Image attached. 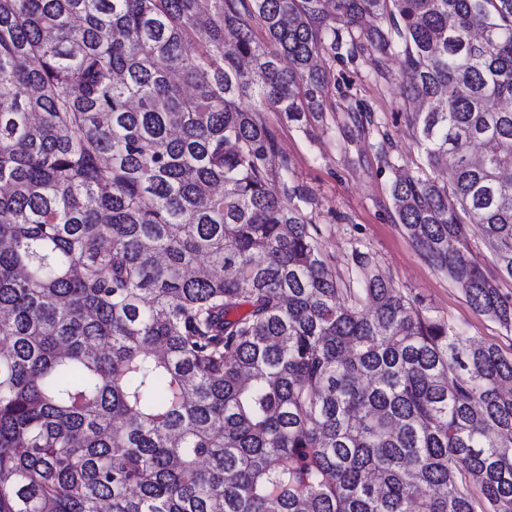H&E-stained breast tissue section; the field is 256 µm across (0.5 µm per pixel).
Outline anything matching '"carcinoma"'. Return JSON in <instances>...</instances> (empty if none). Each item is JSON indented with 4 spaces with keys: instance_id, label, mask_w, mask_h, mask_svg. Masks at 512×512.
Masks as SVG:
<instances>
[{
    "instance_id": "cac0c4a2",
    "label": "carcinoma",
    "mask_w": 512,
    "mask_h": 512,
    "mask_svg": "<svg viewBox=\"0 0 512 512\" xmlns=\"http://www.w3.org/2000/svg\"><path fill=\"white\" fill-rule=\"evenodd\" d=\"M327 47L401 57L396 222L512 330V0H0V512H512V356L269 166Z\"/></svg>"
}]
</instances>
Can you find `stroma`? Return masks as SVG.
<instances>
[{"instance_id":"35a3bbf8","label":"stroma","mask_w":512,"mask_h":512,"mask_svg":"<svg viewBox=\"0 0 512 512\" xmlns=\"http://www.w3.org/2000/svg\"><path fill=\"white\" fill-rule=\"evenodd\" d=\"M328 112L303 122L280 112L264 113L293 182L313 200L305 211L316 224L332 272L349 277L352 252H368L393 288L430 316L445 318L468 335L512 354V331L477 314L455 283L426 262L395 220L391 198L394 166L421 161L414 133L399 96L400 60L389 55L378 64L354 63L325 51ZM372 112L374 124L358 131L354 108Z\"/></svg>"}]
</instances>
